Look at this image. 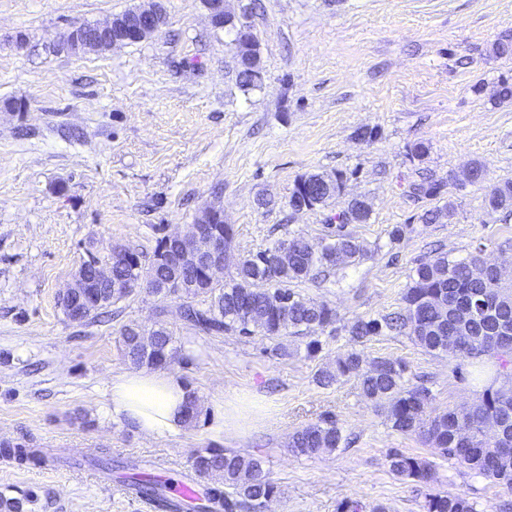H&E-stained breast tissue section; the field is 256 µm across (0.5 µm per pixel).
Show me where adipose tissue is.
<instances>
[{"label":"adipose tissue","instance_id":"obj_1","mask_svg":"<svg viewBox=\"0 0 512 512\" xmlns=\"http://www.w3.org/2000/svg\"><path fill=\"white\" fill-rule=\"evenodd\" d=\"M188 400L182 381L160 369L128 372L112 380L113 415L156 441L166 440L183 426Z\"/></svg>","mask_w":512,"mask_h":512}]
</instances>
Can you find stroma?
I'll return each mask as SVG.
<instances>
[{"instance_id":"35a3bbf8","label":"stroma","mask_w":512,"mask_h":512,"mask_svg":"<svg viewBox=\"0 0 512 512\" xmlns=\"http://www.w3.org/2000/svg\"><path fill=\"white\" fill-rule=\"evenodd\" d=\"M142 2L0 0V101L19 104L0 108V441L27 435L54 459L50 470L0 459V495H30L27 512H154L119 479L68 458L102 448L173 481L189 474L194 452L215 447L264 459L279 487L271 512H338L346 499L425 512L437 491L468 493L478 512H505L511 489L390 428L356 379L316 384L317 371L350 350L346 333L321 335L310 358L293 336L194 335L178 299L143 289L108 321L84 325L65 318L58 298L88 249L122 246L150 261L159 238L186 232L212 205L234 231L236 259L288 230L320 242L347 198L365 199L368 223L345 227L365 255L296 285L345 321L400 310L413 268L434 248L512 262V217L484 207L493 186L512 181V101L495 96L501 79L512 80V54L494 51L512 36V0H228L260 46L264 76L249 91L236 79L235 27H214L202 0H164L166 23L146 41L57 50L72 27ZM19 31L29 38L21 52L8 42ZM361 128L373 130L372 142L358 138ZM475 161L483 181L463 182ZM310 172L346 173L343 193L292 211L294 183ZM423 176L443 182L440 196L413 195ZM439 208L445 216L424 223ZM402 224L405 234L391 239ZM130 322L174 330L181 353L169 371L198 398V420L163 442L112 415V379L131 370L119 343ZM362 351L427 379V414L482 393L456 374L471 371L470 358L389 333ZM226 403L245 407L243 434H216ZM327 413L349 447L296 455L292 434ZM393 448L430 461L434 482L396 476Z\"/></svg>"}]
</instances>
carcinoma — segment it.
Segmentation results:
<instances>
[{
	"mask_svg": "<svg viewBox=\"0 0 512 512\" xmlns=\"http://www.w3.org/2000/svg\"><path fill=\"white\" fill-rule=\"evenodd\" d=\"M237 81L243 88L258 86L262 81L261 60L243 63ZM343 184L341 173L333 177L320 173L302 175L295 182L288 205L294 211L322 207L341 193ZM440 191L441 184L427 177L412 185L416 196L434 197ZM485 206L490 212L511 216L512 181L491 189ZM344 211L350 215V224H366L370 219L369 205L357 198L350 200ZM344 227L343 223L336 224L335 234L317 247L304 235L288 231L271 246L239 260L235 275L224 284L208 281L202 264L184 266L172 259H160V239L146 266L133 251L118 246L109 249L102 258L112 263V280L124 287L105 295L96 284L94 273V264L102 258L92 253L76 276L86 283L80 292L89 296L99 294L101 298L85 307L80 322H91L144 285L163 299H179L182 318L198 335L249 338L260 334L278 339L303 337L307 330L317 327L330 336L342 329L356 345L384 333L405 335L429 353L448 352V341L458 338L461 344L457 353L471 358H494L503 378L512 377L508 373L512 367V346L484 345L485 339L500 328L512 329V292L491 273L481 278L472 276L471 266L479 259L477 254L450 260L448 254L439 252L419 262L402 295L400 311L380 318L357 317L340 328L336 327V310L328 302L306 298L293 289L295 283L335 269L341 253L349 261L364 254L363 244L343 232ZM263 278L267 287H256ZM120 338L124 359L135 367L165 368L180 351L174 332L163 323L148 331L135 323L126 324ZM405 374L406 366L396 360L376 358L368 365L363 352L352 349L336 358L333 369L319 371L316 382L327 388L345 379H357L362 395L394 430L420 433L444 455L511 489L512 453L498 450L496 441L483 433L482 423L497 420L504 441L512 448V389L504 391L491 384L479 401L426 417L431 390L423 382H411ZM345 443L342 426L335 416L327 414L294 432L290 447L298 455L313 457L332 452ZM0 458L21 467H39L45 454L22 438L1 441ZM387 461L399 477L423 485L434 481L433 465L424 458L393 448ZM73 464H87L108 476L116 472L130 490L157 503L158 512H180V505L167 497L165 484L131 471L123 462L112 460L102 448L73 458ZM190 468L203 481L194 504L196 512H263L264 503L276 494L277 486L268 478L264 461L231 448L201 449L191 457ZM425 508L426 512H477V503L465 493L439 492L429 495Z\"/></svg>",
	"mask_w": 512,
	"mask_h": 512,
	"instance_id": "carcinoma-1",
	"label": "carcinoma"
}]
</instances>
